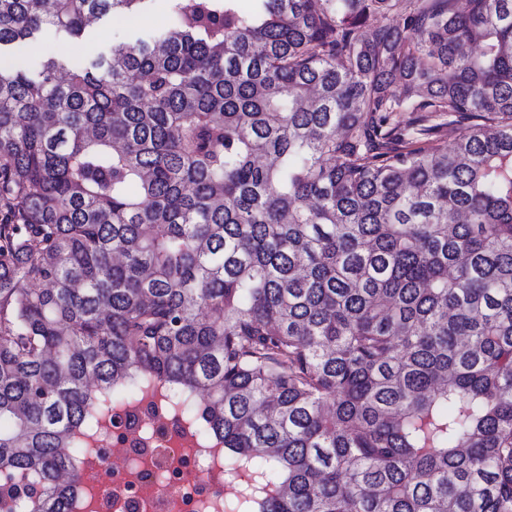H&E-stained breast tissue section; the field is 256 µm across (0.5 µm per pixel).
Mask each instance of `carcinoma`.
I'll list each match as a JSON object with an SVG mask.
<instances>
[{
  "label": "carcinoma",
  "instance_id": "cac0c4a2",
  "mask_svg": "<svg viewBox=\"0 0 512 512\" xmlns=\"http://www.w3.org/2000/svg\"><path fill=\"white\" fill-rule=\"evenodd\" d=\"M151 2L0 0V46ZM240 2L0 67V512H75L146 398L223 512H512V0Z\"/></svg>",
  "mask_w": 512,
  "mask_h": 512
}]
</instances>
